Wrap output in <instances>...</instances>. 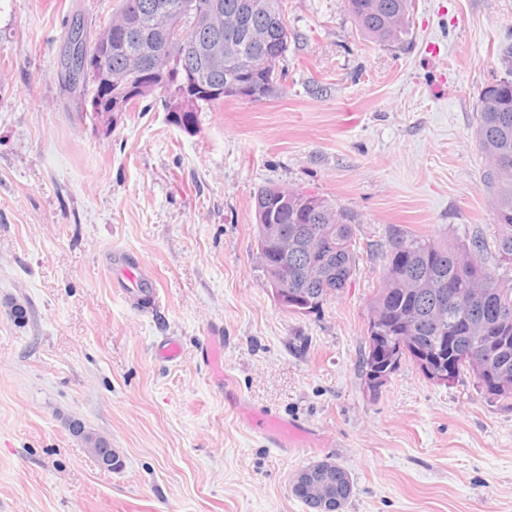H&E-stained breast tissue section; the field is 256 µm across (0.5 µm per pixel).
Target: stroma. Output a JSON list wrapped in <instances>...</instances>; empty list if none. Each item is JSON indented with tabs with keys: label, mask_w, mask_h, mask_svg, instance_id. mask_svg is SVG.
<instances>
[{
	"label": "stroma",
	"mask_w": 512,
	"mask_h": 512,
	"mask_svg": "<svg viewBox=\"0 0 512 512\" xmlns=\"http://www.w3.org/2000/svg\"><path fill=\"white\" fill-rule=\"evenodd\" d=\"M414 4L400 48L345 0H283L275 93L203 108L189 133L157 103L102 131L66 87L74 22L119 0H0V512H309L292 483L322 460L353 479L342 512H512V401L408 362L375 394L360 367L394 230L466 243L494 222L475 128L512 0ZM272 183L353 217L356 270L318 312L283 310L255 259ZM136 265L152 302L118 286ZM244 406L310 446L275 447Z\"/></svg>",
	"instance_id": "35a3bbf8"
}]
</instances>
